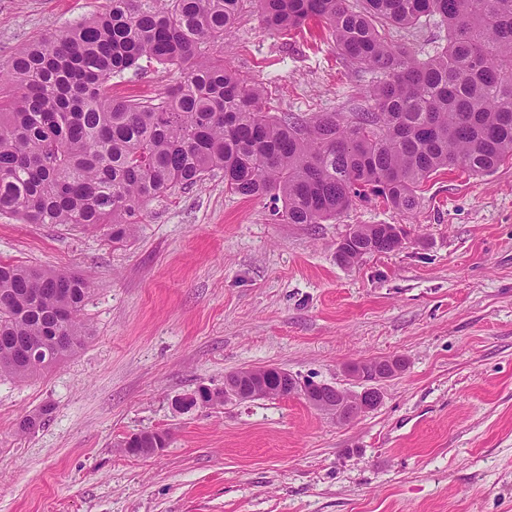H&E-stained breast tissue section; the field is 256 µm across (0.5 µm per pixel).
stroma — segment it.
<instances>
[{"mask_svg":"<svg viewBox=\"0 0 512 512\" xmlns=\"http://www.w3.org/2000/svg\"><path fill=\"white\" fill-rule=\"evenodd\" d=\"M101 0H0V67ZM275 112H351L375 81L323 29L267 31L246 9L224 36ZM412 214L377 200L280 224L222 172L152 201L132 237L0 215V261L89 274L84 346L0 378V512H512V160L432 176ZM359 224H400L395 252L341 264ZM405 360L350 422L302 396L197 406L232 372L282 368L359 390L351 363ZM51 412L36 432L20 421ZM142 431L168 443L120 449Z\"/></svg>","mask_w":512,"mask_h":512,"instance_id":"stroma-1","label":"stroma"}]
</instances>
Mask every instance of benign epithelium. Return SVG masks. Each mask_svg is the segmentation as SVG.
<instances>
[{"label":"benign epithelium","mask_w":512,"mask_h":512,"mask_svg":"<svg viewBox=\"0 0 512 512\" xmlns=\"http://www.w3.org/2000/svg\"><path fill=\"white\" fill-rule=\"evenodd\" d=\"M403 366L401 360H364L354 364L351 374L361 382L370 386L359 392H348L336 386L309 382L303 386L288 372L269 366L267 370L276 372L281 379L298 391L313 407L336 416L340 422H349L360 415L375 409L381 402L382 391L377 383L394 376ZM268 391L266 380L250 369L241 370L227 376L224 380V401H247L265 396ZM213 396L208 388H199L185 394L174 401V409L178 412L191 409L199 404H207Z\"/></svg>","instance_id":"1"}]
</instances>
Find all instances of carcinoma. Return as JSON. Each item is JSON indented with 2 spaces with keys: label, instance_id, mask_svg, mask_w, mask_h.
Wrapping results in <instances>:
<instances>
[{
  "label": "carcinoma",
  "instance_id": "1",
  "mask_svg": "<svg viewBox=\"0 0 512 512\" xmlns=\"http://www.w3.org/2000/svg\"><path fill=\"white\" fill-rule=\"evenodd\" d=\"M252 6L265 27L323 25L351 67L377 73L366 105L265 109L263 83L224 58ZM437 17L448 41L422 59L394 32ZM172 76L154 99L113 92L127 70ZM512 158V0H103L95 15L19 46L0 70V214L104 226L128 239L147 205L218 170L224 191L267 196L284 224H320L372 197L401 213L432 175ZM386 224L352 228L345 261L402 247ZM90 282L0 262V377L25 379L86 342ZM61 334L68 343L57 346ZM44 348L38 365L16 343Z\"/></svg>",
  "mask_w": 512,
  "mask_h": 512
}]
</instances>
